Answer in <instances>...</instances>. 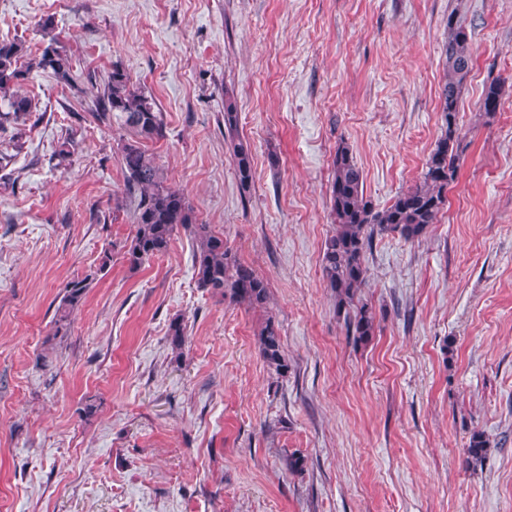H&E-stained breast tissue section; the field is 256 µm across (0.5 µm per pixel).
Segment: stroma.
I'll return each instance as SVG.
<instances>
[{"label": "stroma", "mask_w": 512, "mask_h": 512, "mask_svg": "<svg viewBox=\"0 0 512 512\" xmlns=\"http://www.w3.org/2000/svg\"><path fill=\"white\" fill-rule=\"evenodd\" d=\"M45 18L83 88L118 63L156 100L157 163L268 302L198 288L183 232L130 268L119 122L87 120L91 95L32 73L38 120L21 149L0 142V512H512V0H0V40L36 52ZM452 21L472 51L458 179L421 239L374 237L354 304L375 330L357 344L320 268L334 155L349 147L380 207L419 182ZM228 98L253 154L247 193ZM85 276L66 342L46 349ZM270 316L281 376L259 353ZM475 432L489 451L470 468ZM503 87L504 82L499 79H493L485 86L480 104V109L485 115L491 116L495 112H498ZM238 126V112L235 103L230 99L224 101V128L231 136V157L241 189L246 192L253 182V164L251 146L238 138L234 133ZM92 282L93 280L86 276L68 283L55 309L51 333L46 337L44 345H50L51 349H55L56 345L61 344L68 336L71 314L85 302ZM57 339L59 342L53 343Z\"/></svg>", "instance_id": "35a3bbf8"}]
</instances>
